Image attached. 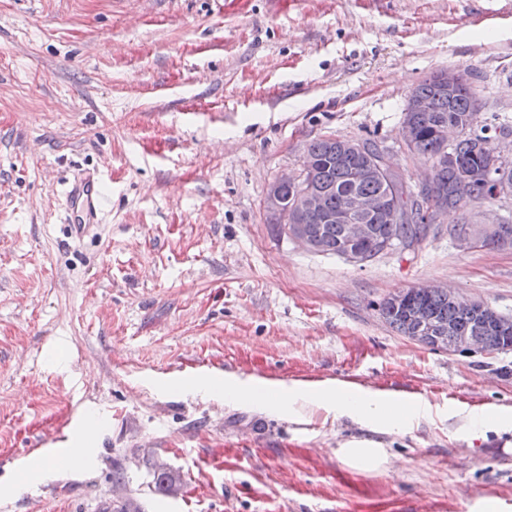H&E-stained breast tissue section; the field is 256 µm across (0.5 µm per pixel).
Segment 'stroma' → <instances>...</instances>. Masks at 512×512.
Returning <instances> with one entry per match:
<instances>
[{
  "label": "stroma",
  "instance_id": "stroma-1",
  "mask_svg": "<svg viewBox=\"0 0 512 512\" xmlns=\"http://www.w3.org/2000/svg\"><path fill=\"white\" fill-rule=\"evenodd\" d=\"M224 2L0 0V512H512V351L434 352L376 309L437 283L512 317V250L460 248L453 211L353 265L263 206L316 138L396 147L437 71L512 120V0ZM84 170L111 205L69 238ZM258 379L303 393L285 411L225 398ZM325 388L406 389L409 423L315 408ZM347 447L393 464L348 466Z\"/></svg>",
  "mask_w": 512,
  "mask_h": 512
}]
</instances>
